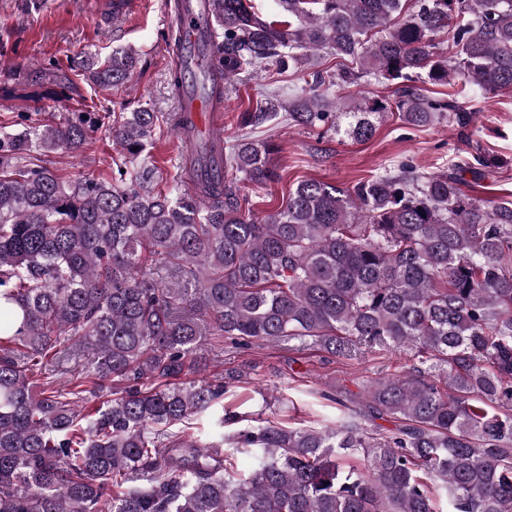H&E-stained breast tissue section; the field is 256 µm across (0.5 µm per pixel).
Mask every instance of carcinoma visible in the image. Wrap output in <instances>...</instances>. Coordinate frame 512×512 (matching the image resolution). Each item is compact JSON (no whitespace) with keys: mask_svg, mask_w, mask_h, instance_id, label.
<instances>
[{"mask_svg":"<svg viewBox=\"0 0 512 512\" xmlns=\"http://www.w3.org/2000/svg\"><path fill=\"white\" fill-rule=\"evenodd\" d=\"M204 0L208 32L192 83L224 93L255 68L304 81L241 114L369 139L374 120L406 127L473 116L455 97L512 89V0ZM323 51L336 70H312ZM139 53L92 63L50 58L25 83L120 87ZM371 78L389 95L325 91ZM186 87L182 65L169 73ZM448 85V98L423 84ZM197 173L157 189L145 146L161 128ZM106 128L122 149L107 179L66 180L42 156H77ZM272 141L229 153L139 110L43 108L0 125V512H512V200L474 198L454 172L401 165L349 188L304 179L285 207L253 216L225 166L258 186L278 179ZM195 283L163 288L160 266ZM238 349L298 339L333 353L409 350V371L372 382L360 408L336 398V424L240 426L229 383L197 378L203 337ZM91 358L65 388L55 372ZM96 399L93 408L85 403ZM367 414L395 428L376 437ZM239 428L224 432L227 425ZM254 467L238 475L235 454Z\"/></svg>","mask_w":512,"mask_h":512,"instance_id":"carcinoma-1","label":"carcinoma"}]
</instances>
